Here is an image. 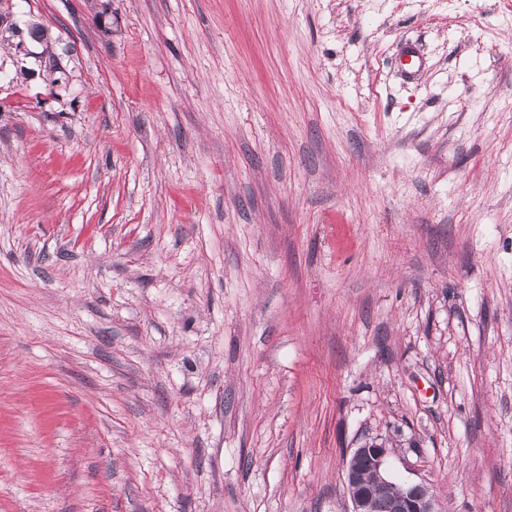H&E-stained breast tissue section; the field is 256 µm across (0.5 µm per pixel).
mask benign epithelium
<instances>
[{
    "label": "benign epithelium",
    "mask_w": 512,
    "mask_h": 512,
    "mask_svg": "<svg viewBox=\"0 0 512 512\" xmlns=\"http://www.w3.org/2000/svg\"><path fill=\"white\" fill-rule=\"evenodd\" d=\"M389 448L376 438L354 449L344 466V484L350 502L348 512H378L379 491L397 483L388 466ZM368 463L373 481L367 482L363 463ZM392 512H438L436 501L421 482H403L392 500Z\"/></svg>",
    "instance_id": "obj_1"
}]
</instances>
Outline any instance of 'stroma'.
I'll use <instances>...</instances> for the list:
<instances>
[{"instance_id":"1","label":"stroma","mask_w":512,"mask_h":512,"mask_svg":"<svg viewBox=\"0 0 512 512\" xmlns=\"http://www.w3.org/2000/svg\"><path fill=\"white\" fill-rule=\"evenodd\" d=\"M6 3L0 512H512V0ZM389 448L383 439L365 441L355 448L344 466V484L350 502L348 512H378L379 491L396 485L401 490L392 500V512H438L436 501L422 482H399L388 466ZM367 462L373 481L367 483L363 463Z\"/></svg>"}]
</instances>
